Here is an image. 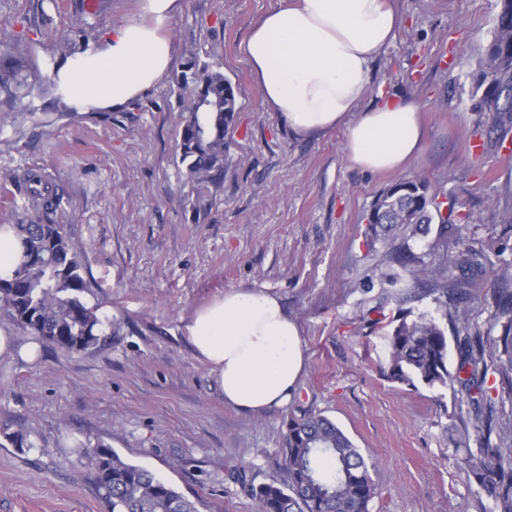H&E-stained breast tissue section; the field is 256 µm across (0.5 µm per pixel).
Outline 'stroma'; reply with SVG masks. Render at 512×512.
Instances as JSON below:
<instances>
[{
    "label": "stroma",
    "mask_w": 512,
    "mask_h": 512,
    "mask_svg": "<svg viewBox=\"0 0 512 512\" xmlns=\"http://www.w3.org/2000/svg\"><path fill=\"white\" fill-rule=\"evenodd\" d=\"M278 0H183L172 21L166 77L125 109L71 112L53 90L0 116V175L42 169L65 196L88 305L111 322L97 345L67 352L0 315L15 353L0 356V512H108L77 443L104 442L172 483L199 512H257L236 482L284 480L289 419H332L375 464L369 512H491L462 459L483 445L459 384L414 389L388 380L386 342L371 328L396 315L375 201L419 176L474 220L442 242L468 247L488 268L512 269V146L490 137L474 104L503 0H392L402 24L374 62L366 105L417 102L424 152L403 172L365 171L344 155L345 129L293 137L264 102L240 45ZM138 0H0V56L30 40L29 83L45 82L77 29L100 36ZM217 64L235 89L224 186L209 211L193 187L175 131V78L191 58ZM481 145L471 154L470 142ZM241 287L277 294L296 322L304 368L287 405L247 414L224 402L188 340L197 308ZM472 331L500 334L493 285L464 298ZM23 432L27 447L7 441Z\"/></svg>",
    "instance_id": "1"
}]
</instances>
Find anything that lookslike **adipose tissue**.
Here are the masks:
<instances>
[{
    "mask_svg": "<svg viewBox=\"0 0 512 512\" xmlns=\"http://www.w3.org/2000/svg\"><path fill=\"white\" fill-rule=\"evenodd\" d=\"M182 0H141L97 44L51 67L56 94L73 112L117 111L161 82L170 24ZM401 18L390 0H280L251 29L241 50L271 111L299 138L346 127L344 152L373 172L404 170L424 148L417 104L364 100L371 66ZM198 359L225 404L259 414L287 404L303 370L299 331L281 300L264 288L225 292L187 324Z\"/></svg>",
    "mask_w": 512,
    "mask_h": 512,
    "instance_id": "1",
    "label": "adipose tissue"
}]
</instances>
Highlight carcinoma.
Here are the masks:
<instances>
[{"label":"carcinoma","instance_id":"1","mask_svg":"<svg viewBox=\"0 0 512 512\" xmlns=\"http://www.w3.org/2000/svg\"><path fill=\"white\" fill-rule=\"evenodd\" d=\"M508 16L512 17V0H504L487 49L486 87L475 104L478 111L492 113L497 132L512 128V23L504 24ZM30 61L28 45L18 39L8 59L0 62V95H4L6 106H12L26 86L22 73ZM177 86L186 115L175 138L180 163L196 184L192 209L199 216L206 211L210 195L224 185L236 95L220 70L197 59L181 71ZM201 100L211 103L212 110L196 111ZM13 187L24 194L30 220L11 225L21 254L11 276L0 278V312L42 341L69 351L86 350L104 334L105 323L83 298L87 288L83 266L72 249L69 225L57 218L62 195L38 169L0 180L1 191L9 193ZM429 197L425 180L404 178L374 204L385 213L384 261L398 268L389 275L391 283H401L398 301L405 303L411 298L402 275L406 271L435 295L436 310L446 318L448 301L487 279L497 285L495 302L507 321L497 343L468 335L471 327L467 318L457 314L461 330L467 332L459 340L457 373L468 374L457 379L448 370V336L431 312L408 310L384 325L377 320L375 324L384 331L389 347L386 375L415 389L446 387L457 380L468 389L480 390L486 360L496 359L502 351L508 360L498 368L512 381V271L486 269L467 250L443 252L429 264L416 257L409 241L419 234L428 235L431 225H438V238L443 239L448 230L471 222L470 214L453 206L447 218L439 217ZM497 438L499 443L494 446L467 450L462 462L492 499L493 512H512L511 419L499 426ZM80 452L109 512H198L196 503L172 484L145 467L123 460L110 446L99 442ZM283 467L287 479L282 483L255 485L245 471L237 472L236 481L256 501L258 512H369L376 494L373 464L331 419L321 415L289 419Z\"/></svg>","mask_w":512,"mask_h":512}]
</instances>
